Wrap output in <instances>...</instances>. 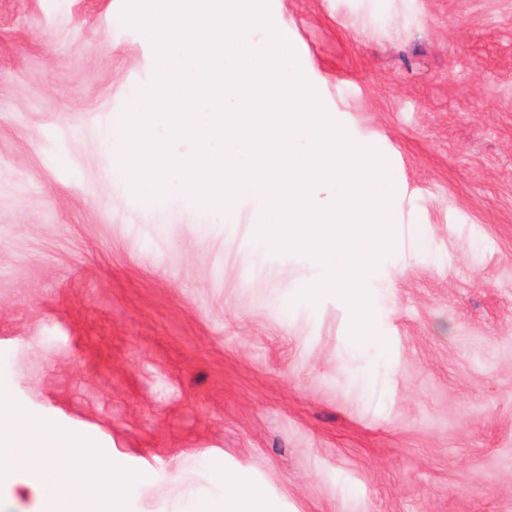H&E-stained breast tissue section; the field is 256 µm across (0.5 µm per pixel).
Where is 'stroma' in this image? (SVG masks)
<instances>
[{
    "label": "stroma",
    "mask_w": 512,
    "mask_h": 512,
    "mask_svg": "<svg viewBox=\"0 0 512 512\" xmlns=\"http://www.w3.org/2000/svg\"><path fill=\"white\" fill-rule=\"evenodd\" d=\"M124 0H0V378L153 471L272 512H512V0H269L326 111L387 159L401 236L369 275L386 348L249 197L195 219L128 196L99 131L156 57ZM215 483L224 490L221 497H204L196 500L191 512H270L266 497L245 473L218 471Z\"/></svg>",
    "instance_id": "obj_1"
}]
</instances>
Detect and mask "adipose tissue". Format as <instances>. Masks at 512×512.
I'll use <instances>...</instances> for the list:
<instances>
[{"mask_svg": "<svg viewBox=\"0 0 512 512\" xmlns=\"http://www.w3.org/2000/svg\"><path fill=\"white\" fill-rule=\"evenodd\" d=\"M215 482L222 487V496L196 500L191 512H267L263 491L247 474L223 470L216 473Z\"/></svg>", "mask_w": 512, "mask_h": 512, "instance_id": "obj_1", "label": "adipose tissue"}]
</instances>
